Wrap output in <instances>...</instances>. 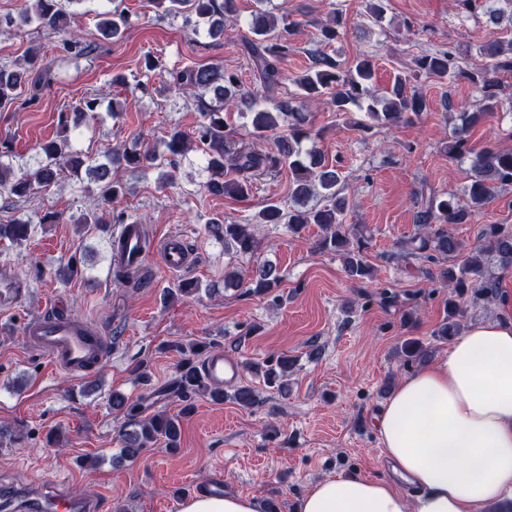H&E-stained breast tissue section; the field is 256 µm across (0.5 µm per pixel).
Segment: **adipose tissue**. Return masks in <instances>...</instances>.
Masks as SVG:
<instances>
[{"mask_svg":"<svg viewBox=\"0 0 512 512\" xmlns=\"http://www.w3.org/2000/svg\"><path fill=\"white\" fill-rule=\"evenodd\" d=\"M375 426L391 480L339 473L294 512H490L512 501V319L469 325L438 362L405 376ZM259 500L201 495L181 512H263Z\"/></svg>","mask_w":512,"mask_h":512,"instance_id":"1","label":"adipose tissue"}]
</instances>
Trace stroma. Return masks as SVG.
<instances>
[{
	"instance_id": "obj_1",
	"label": "stroma",
	"mask_w": 512,
	"mask_h": 512,
	"mask_svg": "<svg viewBox=\"0 0 512 512\" xmlns=\"http://www.w3.org/2000/svg\"><path fill=\"white\" fill-rule=\"evenodd\" d=\"M109 5L129 19L116 40L97 29V14ZM366 5L367 0H237L240 19L284 7L289 20L300 23L297 50L286 64L291 76L309 63L314 21L340 11L344 27L326 51L345 65L359 54H375L378 91L421 50L448 48L468 60L489 38L482 14L465 12L455 0H385L376 24L367 21ZM70 9L73 28L92 47L88 56L65 60L60 37L33 26L0 35V63L24 65L34 51L55 75L34 102L0 112L2 151L27 159L43 141L65 134L74 150L97 159L115 147L158 149L169 128L189 133L200 118L194 99L163 90L170 69L218 63L237 71L246 86L255 84L238 41H208L185 16H159L150 0H75ZM147 54L161 61L162 70L144 73ZM116 75L124 83H113ZM420 89L431 101L421 119L366 133L356 127L364 118L359 107L341 115L326 105L312 109L316 147L326 160L340 161L346 176L345 221L368 240L375 276L363 283L347 278L340 257L315 249L321 230L314 224L298 235L283 224L264 225L253 258L225 253L223 242L208 234L211 220L241 224L270 201L287 202L284 168L256 176L244 200L200 191L207 174L196 152L181 166L174 188L161 184L160 169H119L130 188L121 210L155 238L184 236L193 253L189 268L177 274L151 255L140 286L115 284L107 235L78 222L96 191L88 180L64 171L31 200L0 197V224L18 217L36 222L23 245L0 242V266L23 276L28 288L18 307L0 312V485L44 480L76 496L105 493L108 512H179L195 485L218 478L225 492L294 512L298 496L327 476L346 471L388 478L375 419L401 378L416 370L398 350L415 338L433 360L448 352L434 332L447 315L444 274L452 262L403 253L415 233L414 192H457L469 182V160L449 158L445 150L454 122L442 97L451 95L457 104L478 99L464 82L447 89L426 79ZM86 96L98 99V111L63 132L60 111ZM112 102L122 108L120 118L109 112ZM470 139L478 147L512 148V106L481 115ZM48 212L59 213V223H42ZM489 224H512V185L500 187L472 223L450 230L470 248ZM74 254L81 256L85 273L63 280L62 267ZM258 260L282 277L274 295L227 282L232 272L247 271ZM492 272L499 304H463V325L512 317V267ZM185 279L199 280V293L187 301L166 299L167 290ZM56 299L112 341L111 359L92 376L66 375L22 342L26 320L48 311ZM174 342L211 344L241 365L294 356L290 391L280 395L243 372L240 383L257 390L256 405L195 395L177 452L156 442L136 458H123L127 418L113 409L111 397L123 394L149 414L180 412L181 401L162 392L181 360L170 348ZM140 364L151 374L150 385L135 380Z\"/></svg>"
}]
</instances>
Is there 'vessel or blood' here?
I'll list each match as a JSON object with an SVG mask.
<instances>
[{"label":"vessel or blood","instance_id":"vessel-or-blood-1","mask_svg":"<svg viewBox=\"0 0 512 512\" xmlns=\"http://www.w3.org/2000/svg\"><path fill=\"white\" fill-rule=\"evenodd\" d=\"M145 234L144 225L129 223L122 225L115 237L118 255L130 269L138 270L146 264L150 251ZM157 252L166 271L181 272L190 263V254L181 236H167ZM22 335L28 349L45 355L55 369L76 378L93 374L107 360L100 330L66 312L59 301L55 302L53 311L29 319ZM203 370L210 383L220 389L233 386L241 377L240 366L226 359L220 350L208 352ZM25 494L35 501L39 512H101L103 508L101 496L92 494L77 499L65 489L42 482L27 487Z\"/></svg>","mask_w":512,"mask_h":512}]
</instances>
